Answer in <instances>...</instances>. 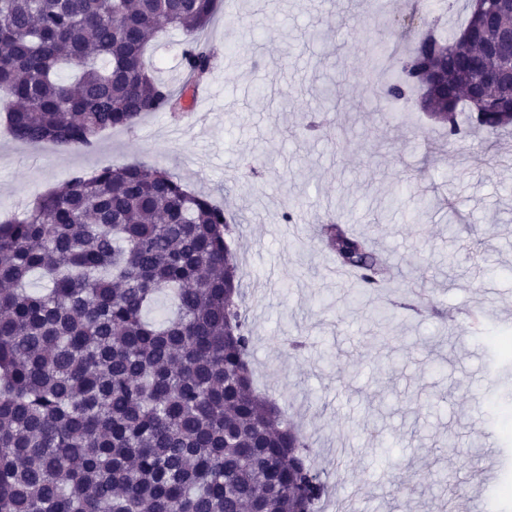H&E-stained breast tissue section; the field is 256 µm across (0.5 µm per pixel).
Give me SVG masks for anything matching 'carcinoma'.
Here are the masks:
<instances>
[{
  "instance_id": "1",
  "label": "carcinoma",
  "mask_w": 512,
  "mask_h": 512,
  "mask_svg": "<svg viewBox=\"0 0 512 512\" xmlns=\"http://www.w3.org/2000/svg\"><path fill=\"white\" fill-rule=\"evenodd\" d=\"M486 5L494 22L471 11L469 43L422 17L428 31L394 55L379 91L387 102L427 92L450 148L512 126V96L466 66L479 36L512 26L509 4ZM217 6L0 0L6 128L22 143L90 149L104 131L179 111L213 67ZM168 30L183 36L177 87L146 59ZM230 223L207 195L130 164L76 172L0 224V512H320L308 441L253 390ZM321 240L359 274L358 293L387 283L367 236L329 221ZM162 298L171 305L153 319ZM401 309L414 305L379 308L377 323Z\"/></svg>"
}]
</instances>
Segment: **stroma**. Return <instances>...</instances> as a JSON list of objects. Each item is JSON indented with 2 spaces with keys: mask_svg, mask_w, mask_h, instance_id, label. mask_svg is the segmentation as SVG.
Wrapping results in <instances>:
<instances>
[{
  "mask_svg": "<svg viewBox=\"0 0 512 512\" xmlns=\"http://www.w3.org/2000/svg\"><path fill=\"white\" fill-rule=\"evenodd\" d=\"M209 28L216 58L194 115L152 114L93 149L15 141L0 126V222L77 171L144 163L223 206L237 228L256 389L300 425L328 484L325 512H512V134L449 149L417 101L378 110L368 74L377 32L407 38L408 0H236ZM337 109L314 138L292 131L321 86ZM280 127L282 136L271 137ZM259 160L261 174L245 175ZM296 221L282 223L286 201ZM368 235L391 282L352 301L318 243L314 213ZM425 314L400 312L380 339L373 303L407 287ZM292 336L309 337L304 355ZM495 465L485 471L483 458Z\"/></svg>",
  "mask_w": 512,
  "mask_h": 512,
  "instance_id": "stroma-1",
  "label": "stroma"
}]
</instances>
